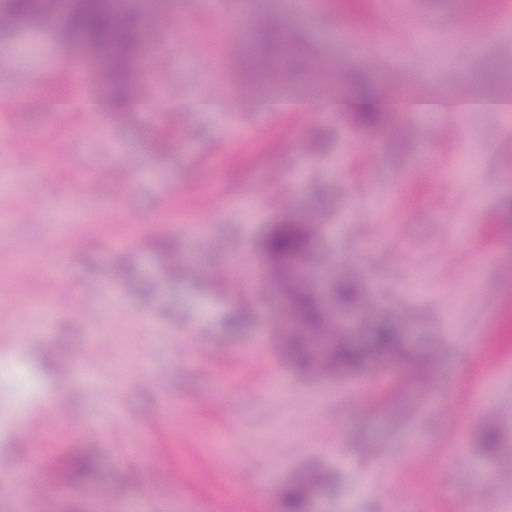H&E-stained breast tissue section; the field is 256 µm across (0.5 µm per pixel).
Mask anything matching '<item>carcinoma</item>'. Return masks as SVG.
Listing matches in <instances>:
<instances>
[{
	"label": "carcinoma",
	"mask_w": 512,
	"mask_h": 512,
	"mask_svg": "<svg viewBox=\"0 0 512 512\" xmlns=\"http://www.w3.org/2000/svg\"><path fill=\"white\" fill-rule=\"evenodd\" d=\"M57 0H0V28L16 23L29 24L40 17L54 15ZM65 36L74 39L83 51L99 58L98 78L102 86L100 102L119 117L124 111L147 101L139 89L138 69L147 31L138 11L126 0H69ZM253 51L245 67L254 92L242 99L244 107L255 108L273 100L267 89V73L276 63L291 69L302 66L310 73L321 59L305 50L301 40L288 36L277 22L259 24L252 33ZM349 119L356 129L384 127L393 110V97L363 71L351 74L340 94ZM315 225L304 221L290 209L282 219L268 227L260 248L265 254L270 276L283 295L292 315L295 330L284 334L289 356L300 366L333 368L340 372L363 369L373 364L393 362L403 356L400 327L384 318L374 320L363 339L338 333L336 314L297 272V262L309 251ZM333 298L345 309L356 306L361 288L355 279L332 282ZM70 479L93 478L97 464L93 457L74 456L66 460ZM295 482L281 493L280 512H308L309 483Z\"/></svg>",
	"instance_id": "carcinoma-1"
}]
</instances>
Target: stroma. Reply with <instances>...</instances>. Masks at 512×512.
<instances>
[{
    "instance_id": "stroma-1",
    "label": "stroma",
    "mask_w": 512,
    "mask_h": 512,
    "mask_svg": "<svg viewBox=\"0 0 512 512\" xmlns=\"http://www.w3.org/2000/svg\"><path fill=\"white\" fill-rule=\"evenodd\" d=\"M283 16L337 68L393 92L512 99V13L494 43L461 24L423 27V0H144L154 37L146 88L234 98L245 33ZM394 27L384 50L376 21ZM58 19L1 38L0 97L67 86L76 50ZM355 30L368 43L351 47ZM38 147L0 115V481L38 465L0 512H272L281 488L315 472L310 512H461L473 499L512 512V111L425 112L352 132L334 112L224 109L169 120L142 112H37ZM322 232L303 267L319 289L357 279L363 306L398 324L409 355L350 373L306 370L281 348V298L257 247L284 205ZM225 260L221 288L155 246ZM35 429L22 434L18 421ZM501 438L486 454V428ZM70 453L94 456L78 486Z\"/></svg>"
}]
</instances>
